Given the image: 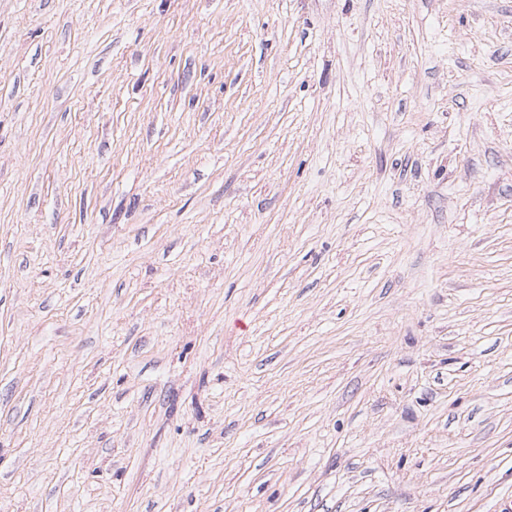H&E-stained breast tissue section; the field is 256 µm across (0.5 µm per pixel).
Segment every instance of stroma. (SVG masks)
I'll list each match as a JSON object with an SVG mask.
<instances>
[{"label":"stroma","instance_id":"stroma-1","mask_svg":"<svg viewBox=\"0 0 512 512\" xmlns=\"http://www.w3.org/2000/svg\"><path fill=\"white\" fill-rule=\"evenodd\" d=\"M0 512H512V0H0Z\"/></svg>","mask_w":512,"mask_h":512}]
</instances>
